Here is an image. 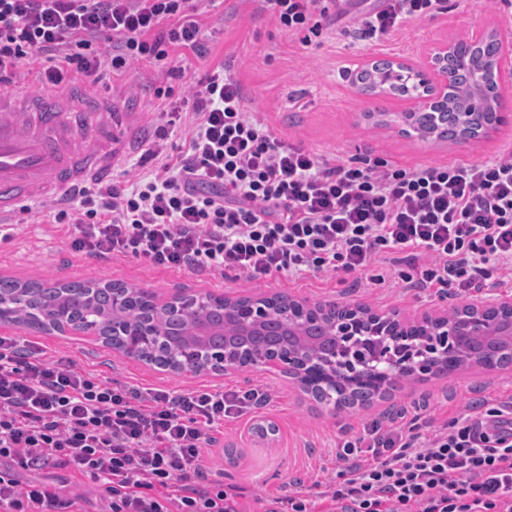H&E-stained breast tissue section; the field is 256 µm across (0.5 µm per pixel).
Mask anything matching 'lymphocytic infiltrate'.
<instances>
[{
  "label": "lymphocytic infiltrate",
  "instance_id": "f902f5d3",
  "mask_svg": "<svg viewBox=\"0 0 512 512\" xmlns=\"http://www.w3.org/2000/svg\"><path fill=\"white\" fill-rule=\"evenodd\" d=\"M303 42L345 19L360 40L384 39L447 0H257ZM199 0H0V85L43 65L55 90L138 61L172 67L176 50L206 59ZM182 121L186 149L145 151L147 171L74 191L57 206L68 248L133 256L193 273L358 277L402 263L411 288H484L512 277V151L479 163L412 169L344 161L274 137L246 109L235 73L199 80ZM257 390L115 387L72 362L0 336V512H85L84 494L35 479L52 469L91 477L104 512H246L204 467L225 421L264 403ZM343 482L265 512H512V402L443 427L372 422L336 444Z\"/></svg>",
  "mask_w": 512,
  "mask_h": 512
}]
</instances>
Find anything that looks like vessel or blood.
Instances as JSON below:
<instances>
[{
    "label": "vessel or blood",
    "instance_id": "obj_1",
    "mask_svg": "<svg viewBox=\"0 0 512 512\" xmlns=\"http://www.w3.org/2000/svg\"><path fill=\"white\" fill-rule=\"evenodd\" d=\"M132 138L126 112L85 86L0 91V223L23 203L111 180Z\"/></svg>",
    "mask_w": 512,
    "mask_h": 512
}]
</instances>
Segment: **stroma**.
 Returning a JSON list of instances; mask_svg holds the SVG:
<instances>
[{
  "instance_id": "35a3bbf8",
  "label": "stroma",
  "mask_w": 512,
  "mask_h": 512,
  "mask_svg": "<svg viewBox=\"0 0 512 512\" xmlns=\"http://www.w3.org/2000/svg\"><path fill=\"white\" fill-rule=\"evenodd\" d=\"M201 13L209 47L206 59L190 53L178 58L182 75L177 79L146 61L132 65L127 73L126 82L135 95L123 105L135 128L134 149L174 156L183 151L181 130L169 125L153 91L158 86H173V106L186 111L196 82L218 64L241 80L247 110L263 113L275 136L341 160L378 157L411 168L478 163L512 149V123L473 139L426 142L404 134L391 120L375 124V116L408 111L413 101L388 94L360 95L350 80L363 63L396 57L418 63L438 42L465 41L475 32L491 29L512 33V9L501 0H448L446 13L409 21L381 42L356 40L333 25L305 45L299 37L282 32L255 0H204ZM15 223L10 238H0V276L22 281H116L146 289L160 299L183 289L234 298L282 292L313 303L361 304L410 317L426 310H450L467 301L486 304L512 296V281L463 298L378 285L367 275L354 285L331 276H274L254 281L232 271L221 276L157 269L134 258L96 260L76 255L65 244L63 225L35 223L33 213L24 209ZM1 335L25 340L43 350L47 358H68L77 369L117 385L171 391L199 387L267 390L268 405L225 423L223 448H231L232 456L215 448L205 461L209 478L238 487L251 512H263L268 499L288 494L294 479L303 480L302 491L307 496L315 494L316 483L336 480L335 444L338 438L358 434L363 425L376 420L386 425L408 422L415 406L421 404L439 426L465 413L469 403L512 397V369H465L440 378L406 379L386 400L335 411L304 395L292 379L273 368L178 376L126 359L95 336L48 333L12 324H0Z\"/></svg>"
}]
</instances>
